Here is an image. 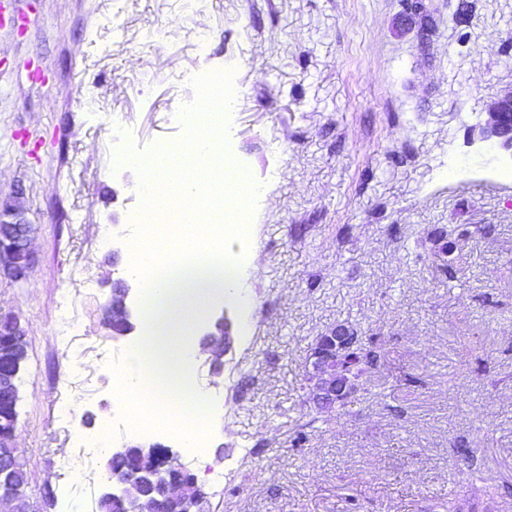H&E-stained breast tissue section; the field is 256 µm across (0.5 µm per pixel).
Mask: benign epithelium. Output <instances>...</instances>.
<instances>
[{
	"mask_svg": "<svg viewBox=\"0 0 512 512\" xmlns=\"http://www.w3.org/2000/svg\"><path fill=\"white\" fill-rule=\"evenodd\" d=\"M478 140L493 147L497 153L512 158V88L504 92L472 126ZM24 190H13V201L0 207V272L16 282L27 278L34 264L30 241L34 227L24 215L20 199ZM140 284L133 277L119 278L112 284L110 300L102 310V322L115 339L130 338L137 331L140 316ZM26 331L12 312L0 311V411L14 408L20 401L19 385L28 360V346L22 340ZM200 353L216 374L222 372L224 356L231 350L233 325L226 315L202 324L197 332ZM330 339L341 347L361 340L357 332L336 326L328 331ZM307 401L316 409L333 408L336 402L352 397L358 388L336 383V363L319 348L311 349L306 377ZM148 450L135 463L134 471L106 483L101 501H119L125 512H175V505L187 494L183 480L187 468L179 463L160 462L154 452L156 445L136 443ZM19 467L12 435L0 431V475ZM11 504L9 512H33L24 493V486L0 494V502Z\"/></svg>",
	"mask_w": 512,
	"mask_h": 512,
	"instance_id": "obj_1",
	"label": "benign epithelium"
}]
</instances>
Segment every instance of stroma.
<instances>
[{
    "label": "stroma",
    "instance_id": "stroma-1",
    "mask_svg": "<svg viewBox=\"0 0 512 512\" xmlns=\"http://www.w3.org/2000/svg\"><path fill=\"white\" fill-rule=\"evenodd\" d=\"M469 3L0 0V198L23 187L36 227L29 277L0 276V309L27 330L15 442L30 502L99 512L108 458L86 457L82 436L126 442L110 363L129 342L100 313L142 195L115 152L177 145L191 78L230 69L226 140L265 188L259 262L237 283L255 320L206 302L236 334L222 377L191 367L210 390L206 446L155 443L212 512H444L451 498L512 512V162L470 132L512 87V0ZM340 323L377 363L320 413L305 402L310 348Z\"/></svg>",
    "mask_w": 512,
    "mask_h": 512
}]
</instances>
